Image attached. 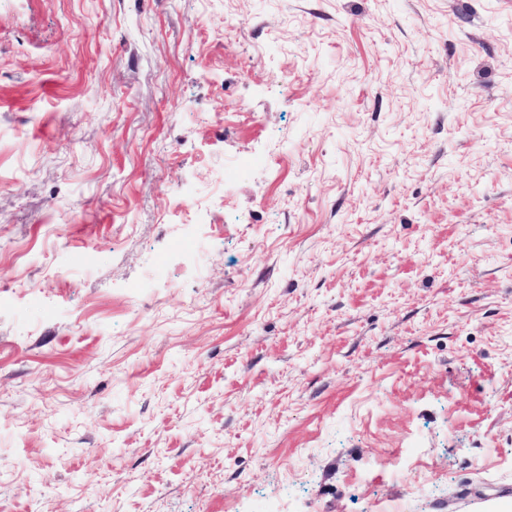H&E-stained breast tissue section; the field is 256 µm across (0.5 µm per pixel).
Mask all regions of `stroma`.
<instances>
[{"label": "stroma", "mask_w": 512, "mask_h": 512, "mask_svg": "<svg viewBox=\"0 0 512 512\" xmlns=\"http://www.w3.org/2000/svg\"><path fill=\"white\" fill-rule=\"evenodd\" d=\"M402 498H512V0H0V512Z\"/></svg>", "instance_id": "35a3bbf8"}]
</instances>
